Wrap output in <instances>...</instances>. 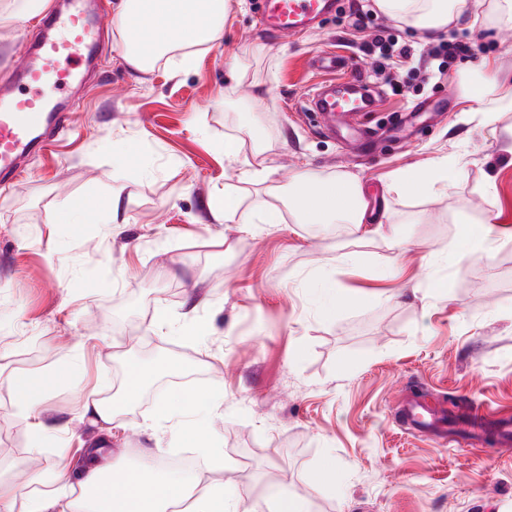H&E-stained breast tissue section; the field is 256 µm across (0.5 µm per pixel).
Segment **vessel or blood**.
<instances>
[{
  "instance_id": "obj_1",
  "label": "vessel or blood",
  "mask_w": 512,
  "mask_h": 512,
  "mask_svg": "<svg viewBox=\"0 0 512 512\" xmlns=\"http://www.w3.org/2000/svg\"><path fill=\"white\" fill-rule=\"evenodd\" d=\"M333 8V0H266L260 22L281 36L293 37ZM108 30L109 11L103 0H67L64 10L44 21L32 50L15 62L0 87V180L20 179L23 158L47 149L63 129L68 115L61 96L81 80L84 65L98 56ZM315 66L330 78L310 95L308 111L321 113L326 127L365 131L378 100L358 62L333 52ZM398 413L407 431L436 444L460 437L474 447L490 441L512 447L511 413L471 404L459 415L447 403H431L420 395L403 397Z\"/></svg>"
}]
</instances>
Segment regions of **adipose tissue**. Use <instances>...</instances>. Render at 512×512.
<instances>
[{
  "label": "adipose tissue",
  "instance_id": "ef3b65f1",
  "mask_svg": "<svg viewBox=\"0 0 512 512\" xmlns=\"http://www.w3.org/2000/svg\"><path fill=\"white\" fill-rule=\"evenodd\" d=\"M377 8L393 15L414 30L435 36L448 24L465 20L468 0H376ZM229 0H123L120 11L124 61L143 71L161 56L177 50V67L192 65L194 46H213L224 28ZM470 105L467 120L485 126L495 125L501 113L512 112V93L502 90L498 73L483 72L468 85ZM453 161L442 158L429 167L397 172L394 184L410 195H437L449 190L448 174ZM288 210L301 224H344L359 230L366 220V202L360 179L340 175L332 179L316 178L310 171H298L292 179L287 199ZM208 213L240 224H274L277 207L264 210L244 203L232 192L211 195ZM117 466L108 464L101 446L86 449L77 470L63 467L44 478L33 474V484L51 482L54 495L31 496L28 512H164L166 503L153 496L139 477L128 475L121 499L108 494L106 482L117 474Z\"/></svg>",
  "mask_w": 512,
  "mask_h": 512
}]
</instances>
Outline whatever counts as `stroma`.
<instances>
[{
    "instance_id": "obj_1",
    "label": "stroma",
    "mask_w": 512,
    "mask_h": 512,
    "mask_svg": "<svg viewBox=\"0 0 512 512\" xmlns=\"http://www.w3.org/2000/svg\"><path fill=\"white\" fill-rule=\"evenodd\" d=\"M470 2L473 26L434 38L374 0H336L289 40L260 24L258 0H230L219 44L186 70L127 66L112 27L68 129L0 187V373L18 381L0 389V475L16 482L15 512L32 492L21 467L53 472L102 438L79 410L93 390L122 404L109 458L152 479L173 450L196 453L201 486L239 490L244 512L287 496L305 512H512V451L436 445L395 418L416 392L512 409V112L493 129L462 114L470 71L492 65L512 88V42L495 0ZM357 9L399 44L475 53L445 68L426 56L387 81L353 44ZM332 47L362 61L379 97L371 151L303 116L322 79L310 62ZM442 157L457 162L448 194L394 189V173ZM248 162L272 168L268 185L240 181ZM303 167L360 178V234L297 223L284 203L275 224L202 208L227 186L270 205L268 187L284 199ZM486 218L490 261L457 248ZM137 367L146 381L130 397ZM37 390L38 442L20 408Z\"/></svg>"
}]
</instances>
